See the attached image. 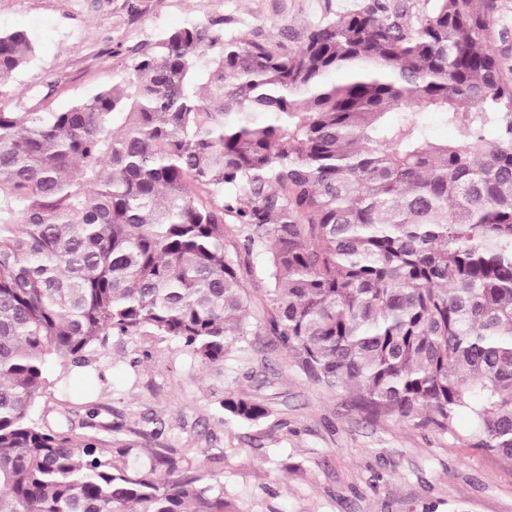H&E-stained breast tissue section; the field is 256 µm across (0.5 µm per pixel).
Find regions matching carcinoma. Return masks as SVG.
Returning a JSON list of instances; mask_svg holds the SVG:
<instances>
[{
	"instance_id": "obj_1",
	"label": "carcinoma",
	"mask_w": 512,
	"mask_h": 512,
	"mask_svg": "<svg viewBox=\"0 0 512 512\" xmlns=\"http://www.w3.org/2000/svg\"><path fill=\"white\" fill-rule=\"evenodd\" d=\"M498 0H367L298 49L174 29L125 79L28 108L0 29V512H235L224 484L50 429L54 367L111 335L205 365L250 334L243 266L305 374L372 417L427 415L512 461V31ZM504 48L495 51L494 42ZM347 75L337 84L331 76ZM432 109L458 128L433 142ZM238 239H227V226ZM224 415L264 404L227 393ZM420 121L426 129L428 137L433 141H453L460 138V133L443 124L435 112H421Z\"/></svg>"
}]
</instances>
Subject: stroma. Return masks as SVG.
<instances>
[{
  "label": "stroma",
  "mask_w": 512,
  "mask_h": 512,
  "mask_svg": "<svg viewBox=\"0 0 512 512\" xmlns=\"http://www.w3.org/2000/svg\"><path fill=\"white\" fill-rule=\"evenodd\" d=\"M363 0H0V29L36 45L16 76L31 104L59 111L119 83L138 55L167 31L215 24L295 49L307 31ZM264 253L248 259L252 331L223 363L201 364L177 340L111 336L37 401L51 429L69 411L85 435L122 461L126 448H173L178 469L221 480L236 512H512V462L468 440L459 413L442 434L422 420L366 418L350 393L313 384L266 323ZM240 392L272 414L226 419ZM191 449L188 457L180 449Z\"/></svg>",
  "instance_id": "1"
}]
</instances>
